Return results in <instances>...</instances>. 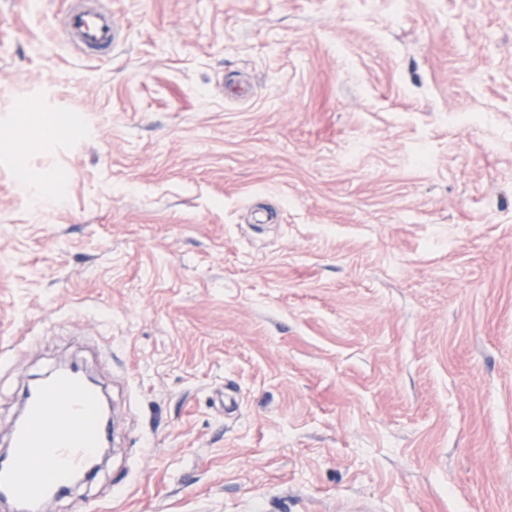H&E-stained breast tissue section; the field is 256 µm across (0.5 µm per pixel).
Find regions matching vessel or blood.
Wrapping results in <instances>:
<instances>
[{"label": "vessel or blood", "mask_w": 512, "mask_h": 512, "mask_svg": "<svg viewBox=\"0 0 512 512\" xmlns=\"http://www.w3.org/2000/svg\"><path fill=\"white\" fill-rule=\"evenodd\" d=\"M67 39L108 51L118 40L112 16L95 0H76L64 12ZM102 396L76 372L61 371L27 386L9 422V443L0 451V503L12 512H49L76 477L91 465L109 437Z\"/></svg>", "instance_id": "1"}]
</instances>
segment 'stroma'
<instances>
[{"label":"stroma","instance_id":"obj_1","mask_svg":"<svg viewBox=\"0 0 512 512\" xmlns=\"http://www.w3.org/2000/svg\"><path fill=\"white\" fill-rule=\"evenodd\" d=\"M105 5L0 0V444L111 408L51 512H512V0ZM64 12V31L67 39L82 48L108 51L118 40V26L112 15L96 3H71Z\"/></svg>","mask_w":512,"mask_h":512}]
</instances>
